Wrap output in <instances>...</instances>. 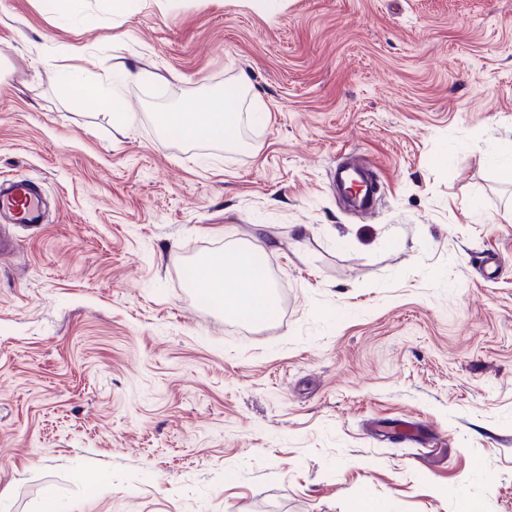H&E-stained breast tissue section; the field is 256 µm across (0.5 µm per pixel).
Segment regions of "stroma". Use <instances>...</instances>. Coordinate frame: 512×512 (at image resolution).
Masks as SVG:
<instances>
[{
  "label": "stroma",
  "instance_id": "1",
  "mask_svg": "<svg viewBox=\"0 0 512 512\" xmlns=\"http://www.w3.org/2000/svg\"><path fill=\"white\" fill-rule=\"evenodd\" d=\"M82 65L145 71L130 123ZM243 76L234 144L160 132ZM509 153L512 0H0V184L46 204L0 258V512H512ZM256 224L277 305L245 329L182 279ZM83 70L63 71L62 79L70 90L80 99L105 109L119 107L122 96L121 89L114 85L103 86L99 81H92L81 77ZM373 168L374 166L348 162L347 165L337 168L334 175L336 191L346 198L351 207L362 213L373 209L379 192L377 179L369 170Z\"/></svg>",
  "mask_w": 512,
  "mask_h": 512
}]
</instances>
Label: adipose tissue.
<instances>
[{
    "label": "adipose tissue",
    "mask_w": 512,
    "mask_h": 512,
    "mask_svg": "<svg viewBox=\"0 0 512 512\" xmlns=\"http://www.w3.org/2000/svg\"><path fill=\"white\" fill-rule=\"evenodd\" d=\"M63 80L80 99L100 108L114 110L117 121H125L118 107L122 92L118 86H103L82 77L80 71H66ZM240 123V114L231 109L226 98L215 99L208 107L187 102L176 111L163 113L162 130H174L188 141L232 142V133ZM269 245L259 235L235 239L224 250L210 254L199 283L203 295L215 309L256 325L268 322L276 307L273 284L259 261Z\"/></svg>",
    "instance_id": "1"
}]
</instances>
